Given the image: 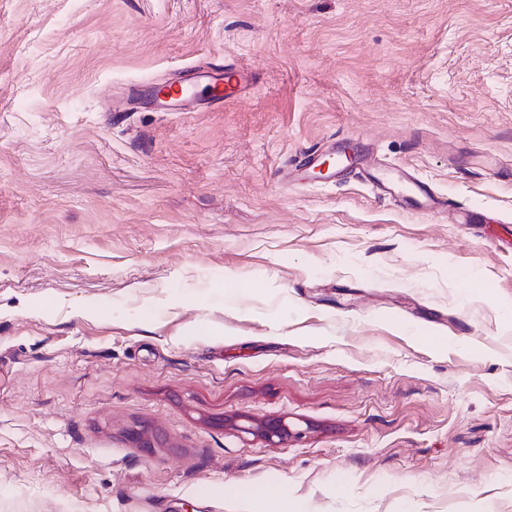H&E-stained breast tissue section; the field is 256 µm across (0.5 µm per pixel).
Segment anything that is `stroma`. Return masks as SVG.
Listing matches in <instances>:
<instances>
[{
    "mask_svg": "<svg viewBox=\"0 0 512 512\" xmlns=\"http://www.w3.org/2000/svg\"><path fill=\"white\" fill-rule=\"evenodd\" d=\"M251 485L512 512V0H0V512ZM250 86L251 78L245 71L232 66L226 67L214 86V89H218L219 92L212 93L208 105L217 104L223 100L224 103L237 101L246 95ZM227 426L240 433L252 435L268 445H278L297 435V432L293 431L284 419H256L249 416H238L229 420Z\"/></svg>",
    "mask_w": 512,
    "mask_h": 512,
    "instance_id": "stroma-1",
    "label": "stroma"
}]
</instances>
